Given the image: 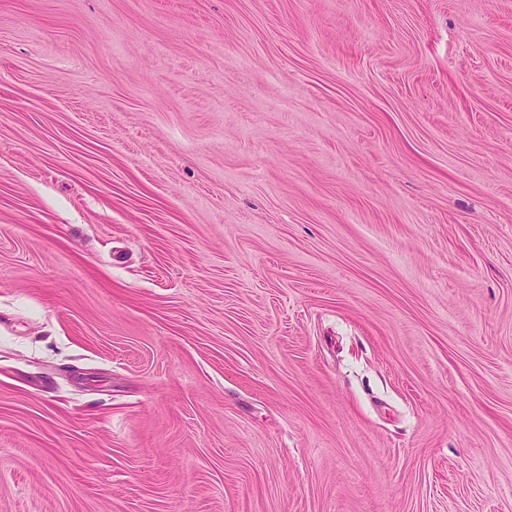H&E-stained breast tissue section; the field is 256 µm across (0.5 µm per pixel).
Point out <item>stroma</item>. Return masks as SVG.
<instances>
[{"mask_svg":"<svg viewBox=\"0 0 512 512\" xmlns=\"http://www.w3.org/2000/svg\"><path fill=\"white\" fill-rule=\"evenodd\" d=\"M0 512H512V0H0Z\"/></svg>","mask_w":512,"mask_h":512,"instance_id":"1","label":"stroma"}]
</instances>
